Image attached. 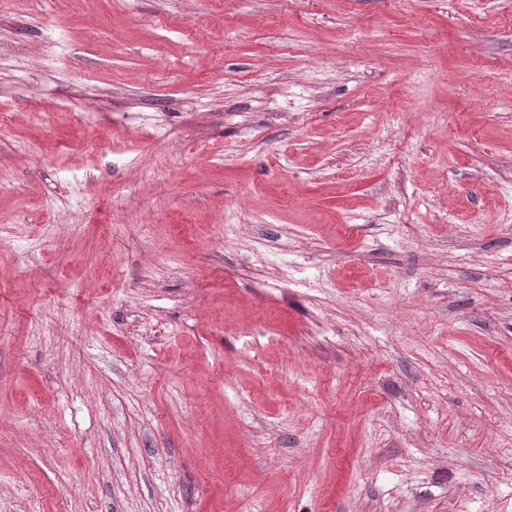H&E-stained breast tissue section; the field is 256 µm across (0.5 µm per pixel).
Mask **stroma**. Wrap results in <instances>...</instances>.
<instances>
[{
    "instance_id": "1",
    "label": "stroma",
    "mask_w": 512,
    "mask_h": 512,
    "mask_svg": "<svg viewBox=\"0 0 512 512\" xmlns=\"http://www.w3.org/2000/svg\"><path fill=\"white\" fill-rule=\"evenodd\" d=\"M0 512H512V0H0Z\"/></svg>"
}]
</instances>
